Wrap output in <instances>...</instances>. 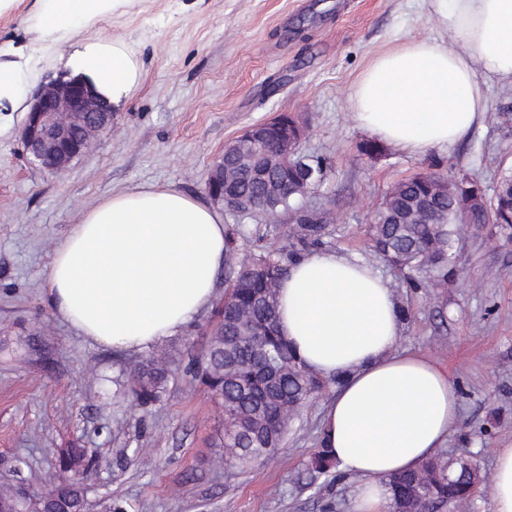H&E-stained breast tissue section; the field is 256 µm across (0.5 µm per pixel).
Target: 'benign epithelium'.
<instances>
[{
	"instance_id": "7a95c632",
	"label": "benign epithelium",
	"mask_w": 512,
	"mask_h": 512,
	"mask_svg": "<svg viewBox=\"0 0 512 512\" xmlns=\"http://www.w3.org/2000/svg\"><path fill=\"white\" fill-rule=\"evenodd\" d=\"M29 105L21 144L32 163L52 173L65 171L114 120L107 97L84 79L66 74L38 88ZM302 136L301 126L288 125L280 115L246 129L210 167L207 185L219 187L211 199L225 207L242 203L234 185L244 175L260 178L272 166L299 171L301 182L313 190L323 173L295 160Z\"/></svg>"
}]
</instances>
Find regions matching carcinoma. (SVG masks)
<instances>
[{
	"instance_id": "carcinoma-1",
	"label": "carcinoma",
	"mask_w": 512,
	"mask_h": 512,
	"mask_svg": "<svg viewBox=\"0 0 512 512\" xmlns=\"http://www.w3.org/2000/svg\"><path fill=\"white\" fill-rule=\"evenodd\" d=\"M273 167L261 184L246 179L238 185L240 196L252 200L283 176ZM465 195L463 184L452 183L437 173L426 179L397 183L371 216L372 253L401 270L444 278L449 268L451 247L462 223L457 200ZM304 197L291 195L269 216L294 213L303 208ZM512 228V176L499 184L494 203L481 204L470 225L482 227L489 222ZM238 232L225 231V261L229 269L224 306L218 309L220 321L207 341L202 357L186 367L192 379L201 384L211 399L224 411V460L246 467L261 457H270L281 447L292 412L288 403L302 406L320 394L327 381L302 366L277 330L278 287L287 273L288 263L311 247L322 244L325 226L298 224L291 228L287 254L256 255L241 249ZM172 375L166 356L150 355L139 362L128 378L127 386L135 401L147 407L166 390ZM59 469L65 479L48 491V504L24 502L11 485H0V512H89L82 484L94 466L84 449H58ZM336 462L325 450L310 460V468L324 474ZM471 471L465 462L442 457L426 461L419 470L397 473L388 478L392 512H412L421 501L436 509L468 498Z\"/></svg>"
}]
</instances>
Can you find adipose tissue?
<instances>
[{
    "instance_id": "obj_1",
    "label": "adipose tissue",
    "mask_w": 512,
    "mask_h": 512,
    "mask_svg": "<svg viewBox=\"0 0 512 512\" xmlns=\"http://www.w3.org/2000/svg\"><path fill=\"white\" fill-rule=\"evenodd\" d=\"M121 0H42L36 41L56 48ZM444 35L397 44L355 81L356 124L411 154L448 149L479 126L491 77L512 79V0H427ZM112 102L140 83L120 42L82 44L67 59ZM30 60L0 52V110H23ZM224 262V218L171 188L113 193L83 212L56 247L48 305L77 335L139 351L181 331L214 294ZM403 315L388 279L336 251L304 254L278 288L277 326L297 360L336 381L321 446L363 481L355 512H386L387 477L417 469L458 422L454 383L421 354L398 348ZM493 512H512V445L495 451Z\"/></svg>"
}]
</instances>
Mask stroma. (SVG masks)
Wrapping results in <instances>:
<instances>
[{"label": "stroma", "instance_id": "obj_1", "mask_svg": "<svg viewBox=\"0 0 512 512\" xmlns=\"http://www.w3.org/2000/svg\"><path fill=\"white\" fill-rule=\"evenodd\" d=\"M36 20V0H15L0 13V47L25 48L43 84L64 60L33 43ZM440 34L421 0H128L65 37L70 51L91 38L123 39L142 80L111 130L60 174L24 154L25 113L0 112V482L43 492L58 477V449L77 446L95 462L85 481L91 512H353L354 475L309 467L332 389L299 408L273 457L228 466L224 415L203 386L178 373L160 401L133 406L112 379L141 353L94 343L55 318L48 275L82 213L114 192L173 187L210 204L207 174L224 146L282 112L306 130L301 153L324 163L306 205L332 217L325 249L369 258L372 211L419 173L473 178L493 194L512 173L508 80L490 82L483 123L450 150H360L370 136L351 118L354 82L380 52ZM289 228L286 215L251 220L238 241L258 254L285 245ZM454 253L455 275L433 283L374 265L405 314L401 349L430 358L458 389L459 421L441 455L476 464L486 479L496 449L512 444V232L463 229ZM223 300L219 278L212 307L154 351L179 365L201 357Z\"/></svg>", "mask_w": 512, "mask_h": 512}]
</instances>
